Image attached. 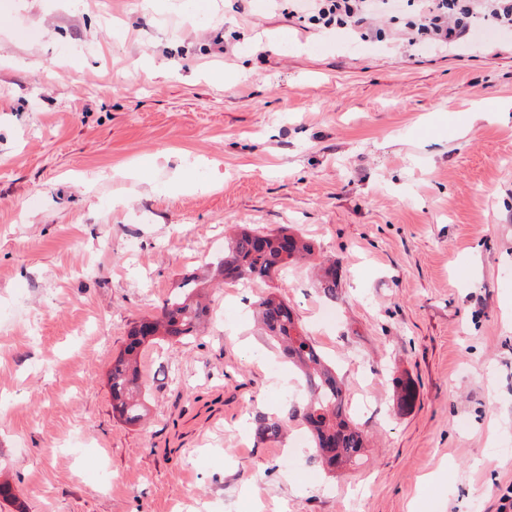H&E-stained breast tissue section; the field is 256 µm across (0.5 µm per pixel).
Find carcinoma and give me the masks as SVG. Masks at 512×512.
Returning <instances> with one entry per match:
<instances>
[{"label": "carcinoma", "instance_id": "1", "mask_svg": "<svg viewBox=\"0 0 512 512\" xmlns=\"http://www.w3.org/2000/svg\"><path fill=\"white\" fill-rule=\"evenodd\" d=\"M313 245L306 238L288 231L268 234L257 228L240 230L224 247V257L213 268L210 279L242 282L273 278L288 264L312 255ZM319 283L323 293L334 298L338 288L336 265L321 270ZM206 282L191 278L182 284L184 295L166 303L153 317L150 326L140 322L127 336V343L112 360L108 374L112 410L129 424L146 420L145 396L140 387L142 348L157 340H174L188 345L199 335L208 312ZM256 319L265 335L276 341L285 359L302 373L308 399L299 409L282 419L260 416L257 433L271 440L282 436L288 421L300 420L315 443V457L334 472L348 466L365 448L363 431L353 425L342 405V380L317 352L311 338L299 330L288 304L269 293L255 303ZM399 409L411 407L415 390L409 381L396 386Z\"/></svg>", "mask_w": 512, "mask_h": 512}]
</instances>
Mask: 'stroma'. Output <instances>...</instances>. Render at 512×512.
Instances as JSON below:
<instances>
[{"label": "stroma", "mask_w": 512, "mask_h": 512, "mask_svg": "<svg viewBox=\"0 0 512 512\" xmlns=\"http://www.w3.org/2000/svg\"><path fill=\"white\" fill-rule=\"evenodd\" d=\"M289 5L0 0V512H498L512 489V30L414 51L391 15L363 37ZM244 225L313 256L211 289L192 345L143 350L147 421L114 418L129 330ZM270 291L343 376L358 464L323 470L297 422L257 438L307 398L254 323Z\"/></svg>", "instance_id": "1"}]
</instances>
